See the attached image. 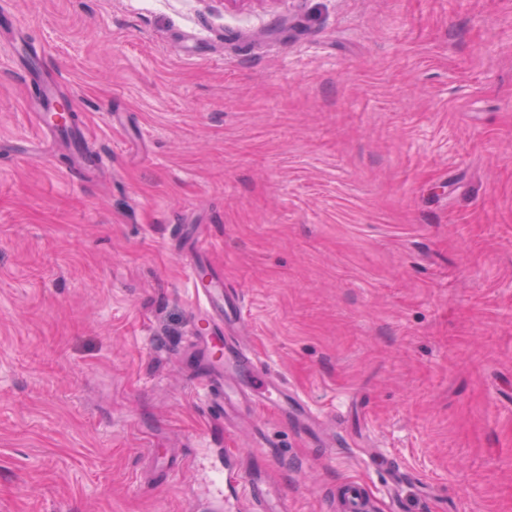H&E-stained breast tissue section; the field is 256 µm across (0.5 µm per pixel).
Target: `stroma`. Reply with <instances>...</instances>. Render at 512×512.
I'll return each instance as SVG.
<instances>
[{"mask_svg":"<svg viewBox=\"0 0 512 512\" xmlns=\"http://www.w3.org/2000/svg\"><path fill=\"white\" fill-rule=\"evenodd\" d=\"M1 8L0 512H221L228 448L288 512H512V0ZM47 81L95 166L38 136ZM185 224L241 384L333 427L214 418ZM206 251V246L197 237L193 252L187 254V276L198 306L193 314L192 340L201 345V354L205 358L209 349L212 334L223 333L224 325L235 321L240 316L237 304L224 292V282L219 274H213L204 279L197 273L195 254ZM197 323H201L200 332ZM258 379L262 389L261 405L266 411L288 423V401L304 409L301 402L288 392V386L280 379L265 373L259 374ZM341 494L350 512H371L374 504L368 491L357 482H348L341 489Z\"/></svg>","mask_w":512,"mask_h":512,"instance_id":"obj_1","label":"stroma"}]
</instances>
